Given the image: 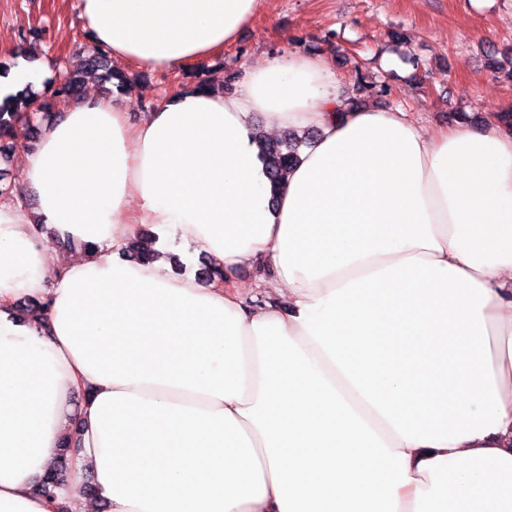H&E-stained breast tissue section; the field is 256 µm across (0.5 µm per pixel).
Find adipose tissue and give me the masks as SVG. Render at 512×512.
<instances>
[{
  "mask_svg": "<svg viewBox=\"0 0 512 512\" xmlns=\"http://www.w3.org/2000/svg\"><path fill=\"white\" fill-rule=\"evenodd\" d=\"M77 8L113 57L174 70L234 44L261 0ZM258 115L319 131L275 194ZM22 174L35 207L0 203V512H512V133L495 117L426 130L348 107L300 51L136 121L82 100ZM145 229L153 258L126 259ZM172 252L226 276L176 275ZM244 265L273 267L278 304L254 305Z\"/></svg>",
  "mask_w": 512,
  "mask_h": 512,
  "instance_id": "adipose-tissue-1",
  "label": "adipose tissue"
}]
</instances>
